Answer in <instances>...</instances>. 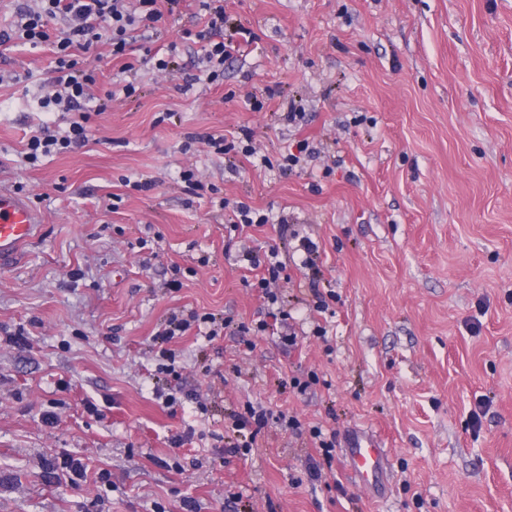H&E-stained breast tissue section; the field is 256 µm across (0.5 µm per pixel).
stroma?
I'll list each match as a JSON object with an SVG mask.
<instances>
[{
	"instance_id": "obj_1",
	"label": "stroma",
	"mask_w": 512,
	"mask_h": 512,
	"mask_svg": "<svg viewBox=\"0 0 512 512\" xmlns=\"http://www.w3.org/2000/svg\"><path fill=\"white\" fill-rule=\"evenodd\" d=\"M196 10L157 24L176 71L115 92L85 147L35 167L32 131L67 124L36 101L54 54L0 52V191L42 218L0 266V512H225L231 492L238 512H512V0H224L255 39L220 83L189 88ZM242 128L255 154L234 168L199 139ZM188 168L202 195L185 194ZM225 201L287 218L317 269L273 225L229 236ZM273 247L289 277L271 304L240 254ZM275 306L298 351L190 330L159 372L170 315L254 323ZM313 373L306 394L290 388ZM249 402L335 431L317 481L294 484L316 449L277 423L245 455L215 441ZM358 426L385 440L387 500L352 477ZM64 452L86 482L46 481Z\"/></svg>"
}]
</instances>
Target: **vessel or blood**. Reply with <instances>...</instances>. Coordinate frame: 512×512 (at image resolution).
Listing matches in <instances>:
<instances>
[{
    "mask_svg": "<svg viewBox=\"0 0 512 512\" xmlns=\"http://www.w3.org/2000/svg\"><path fill=\"white\" fill-rule=\"evenodd\" d=\"M41 217L24 199L0 191V264L16 260L23 245L33 242L40 231ZM351 467L359 483L377 495L385 493L389 458L378 437L359 429L346 439Z\"/></svg>",
    "mask_w": 512,
    "mask_h": 512,
    "instance_id": "obj_1",
    "label": "vessel or blood"
}]
</instances>
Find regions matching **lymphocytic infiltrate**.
Returning a JSON list of instances; mask_svg holds the SVG:
<instances>
[{"instance_id":"f902f5d3","label":"lymphocytic infiltrate","mask_w":512,"mask_h":512,"mask_svg":"<svg viewBox=\"0 0 512 512\" xmlns=\"http://www.w3.org/2000/svg\"><path fill=\"white\" fill-rule=\"evenodd\" d=\"M182 0H36L35 6L18 7L10 28L0 30V46L15 43L38 47L45 43L55 48V64L47 80L48 92L41 96L38 104L47 112L73 114L64 133H51L49 127H41L31 135L27 143L25 159L36 164L40 158L62 153L88 143L87 124L91 113L103 111L112 92L99 95L94 91L96 78L90 67L88 54L94 46L104 43L111 49L113 57L123 59L122 73L128 79L122 86L125 95L136 91L135 80L139 69L127 57L133 50L137 34L146 33L151 24L163 15L174 14ZM204 13L205 24L197 31L202 41L200 64L209 82H216L224 74V62L235 51L233 40L224 39V0H198ZM208 325V338H215L224 329L233 335L244 337L246 349H254L253 335L272 330L273 325L259 321L249 325L239 323L228 327L215 314H192L184 319L171 315L157 340L162 345L160 356L174 361L175 352L168 344L175 337L184 335L192 323ZM277 420L281 428L295 435H309L319 450L320 456L308 459L305 475L308 481H316L321 475V466L332 463L336 447L335 436L325 434L321 427H304L298 417L279 414L271 416L268 409L260 405H246L243 412L235 415L232 430L244 434L245 447H252L270 420Z\"/></svg>"}]
</instances>
